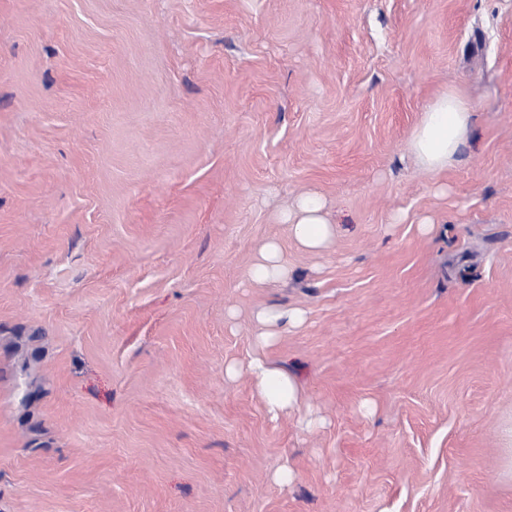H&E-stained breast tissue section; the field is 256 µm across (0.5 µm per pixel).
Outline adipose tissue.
<instances>
[{
    "instance_id": "adipose-tissue-1",
    "label": "adipose tissue",
    "mask_w": 512,
    "mask_h": 512,
    "mask_svg": "<svg viewBox=\"0 0 512 512\" xmlns=\"http://www.w3.org/2000/svg\"><path fill=\"white\" fill-rule=\"evenodd\" d=\"M472 119L473 108L462 94L441 93L423 112L410 136V152L419 166L432 175L447 170L469 139ZM281 219L295 241L312 253L327 250L336 236L334 224L325 216L322 199L314 194L300 197L293 209L282 213ZM256 320L260 331L255 343L266 347L281 332L300 327L304 314L298 309L270 308L258 312ZM248 373L271 419L301 411L303 391L291 373L260 356L250 360Z\"/></svg>"
}]
</instances>
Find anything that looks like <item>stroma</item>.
<instances>
[{
  "instance_id": "1",
  "label": "stroma",
  "mask_w": 512,
  "mask_h": 512,
  "mask_svg": "<svg viewBox=\"0 0 512 512\" xmlns=\"http://www.w3.org/2000/svg\"><path fill=\"white\" fill-rule=\"evenodd\" d=\"M511 423L512 0H0V512H512ZM473 114L470 102L455 91L441 93L423 112L409 148L425 172L436 175L448 170L468 142ZM295 241L306 251L321 253L327 250L336 236V228L324 213V202L315 194H305L291 210L281 214ZM287 275V269L282 261L279 244L276 241L267 242L260 250L258 262L250 272V279L256 283L279 280ZM256 320L260 331L255 343L259 347L272 344L281 332L300 327L304 322V313L299 309H264L257 313ZM248 373L263 401L266 414L272 420H277L286 413L301 412L304 403L303 391L291 373L261 356L250 360Z\"/></svg>"
}]
</instances>
